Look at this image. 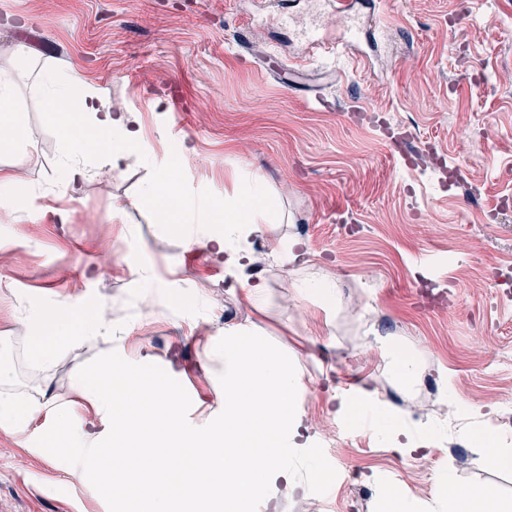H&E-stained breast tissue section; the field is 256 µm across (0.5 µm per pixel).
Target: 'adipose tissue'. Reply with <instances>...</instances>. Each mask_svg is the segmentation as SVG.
<instances>
[{"label":"adipose tissue","mask_w":512,"mask_h":512,"mask_svg":"<svg viewBox=\"0 0 512 512\" xmlns=\"http://www.w3.org/2000/svg\"><path fill=\"white\" fill-rule=\"evenodd\" d=\"M27 63V51L21 47L17 50L15 68L0 69V148L5 150L18 144V75ZM39 85L46 110L60 120L58 134L65 153L59 172L67 193H76L87 176L80 163L82 157L102 154L117 169L131 154L146 155L141 131L134 126L129 113L112 111L82 78L61 76L47 69L41 73ZM141 200L156 205L166 223L178 217L187 218L193 207L181 192L174 168L169 164L156 168ZM275 212L276 206L263 181L250 177L238 192L225 197L222 206L201 212L188 243L226 255L228 264L247 266L253 261L249 241L257 229V217ZM95 330V324L80 311L45 315L30 329L31 353L40 360L50 359L65 345L91 339ZM435 496L447 506L448 512H505L492 488L465 489L451 475L441 477Z\"/></svg>","instance_id":"obj_1"}]
</instances>
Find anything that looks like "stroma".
Listing matches in <instances>:
<instances>
[{
  "label": "stroma",
  "instance_id": "obj_1",
  "mask_svg": "<svg viewBox=\"0 0 512 512\" xmlns=\"http://www.w3.org/2000/svg\"><path fill=\"white\" fill-rule=\"evenodd\" d=\"M472 2L382 0L381 51L328 57L299 31L324 16L325 39L349 38L331 0H0V68L13 67L20 46L32 61L20 83L23 137L0 151V172L36 202L0 210V238L23 241L0 250V394L44 407L22 432L0 420V512H109L86 477L71 478L35 443L54 406L80 401L78 370L112 350L159 365L186 389L188 420L201 427L224 405L215 347L237 328L291 358L305 386L304 428L337 471L331 493L283 484L258 512H382L379 479L429 512L446 472L512 501V468L481 466L482 447L462 436L512 412V295L497 294L491 276L512 275V214L480 220L512 193L501 177L512 167V0ZM294 59L314 77L288 74ZM48 67L132 113L157 160L187 145L176 168L188 196L218 201L262 179L277 216L255 234L268 251L260 304L237 289L243 270L138 205L154 175L139 156L118 170L88 160L79 192L59 194L63 144L36 91ZM487 125L497 138L460 135ZM425 146L460 171L454 192L439 172L406 165ZM118 202L125 211L114 212ZM463 216L469 246L449 251V226ZM293 243L307 260L295 271L277 261ZM123 245L135 261H117ZM304 278L333 280L336 305L301 295ZM73 309L111 310L110 329L32 360L33 319ZM382 336L417 358L414 390L392 376ZM363 388L406 422L412 454L390 451L369 423H348L340 405ZM448 393L468 410L463 428L440 413Z\"/></svg>",
  "mask_w": 512,
  "mask_h": 512
}]
</instances>
